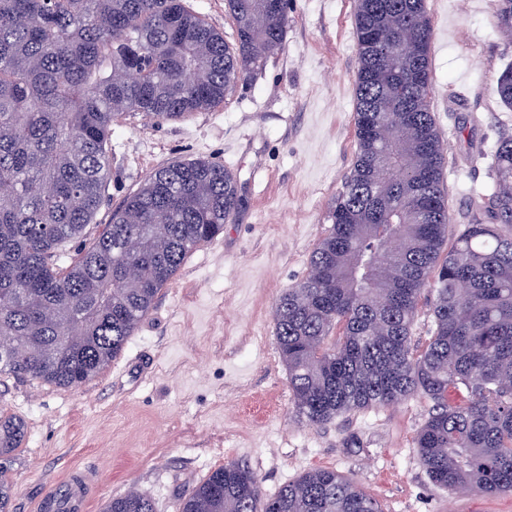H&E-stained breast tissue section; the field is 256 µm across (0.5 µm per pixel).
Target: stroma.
Instances as JSON below:
<instances>
[{
  "instance_id": "obj_1",
  "label": "stroma",
  "mask_w": 512,
  "mask_h": 512,
  "mask_svg": "<svg viewBox=\"0 0 512 512\" xmlns=\"http://www.w3.org/2000/svg\"><path fill=\"white\" fill-rule=\"evenodd\" d=\"M431 103L445 147L453 228L490 183L492 149L512 135L493 87L512 65L491 0H427ZM355 0H288L282 52L218 106L176 119L123 115L112 127L111 176L96 214L158 168L210 159L235 176L239 206L158 294L125 352L85 385L0 375V412L23 418L12 459L16 512H36L68 468L100 474L91 512L135 490L157 512L227 462L251 468L266 494L313 469L350 476L384 512H512V494L452 493L422 468L414 438L432 403L417 395L313 425L300 415L275 343L279 296L309 273L329 209L355 159Z\"/></svg>"
}]
</instances>
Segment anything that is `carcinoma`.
<instances>
[{
  "label": "carcinoma",
  "mask_w": 512,
  "mask_h": 512,
  "mask_svg": "<svg viewBox=\"0 0 512 512\" xmlns=\"http://www.w3.org/2000/svg\"><path fill=\"white\" fill-rule=\"evenodd\" d=\"M237 46L183 0H0V374L81 386L120 357L188 255L239 204L234 175L211 160L156 169L112 211L105 200L112 125L128 112L169 119L224 101L283 49L284 0H225ZM512 35V0H494ZM357 153L310 273L274 309L279 358L313 425L423 395L416 436L431 482L512 492V136L489 165L490 192L451 244L444 144L430 104L426 0H357ZM494 92L512 108V66ZM78 257L59 269L66 247ZM430 289L431 329L412 344ZM24 421L0 413V512ZM103 512H156L141 493ZM177 512H381L351 478L311 470L266 495L227 462Z\"/></svg>",
  "instance_id": "1"
}]
</instances>
